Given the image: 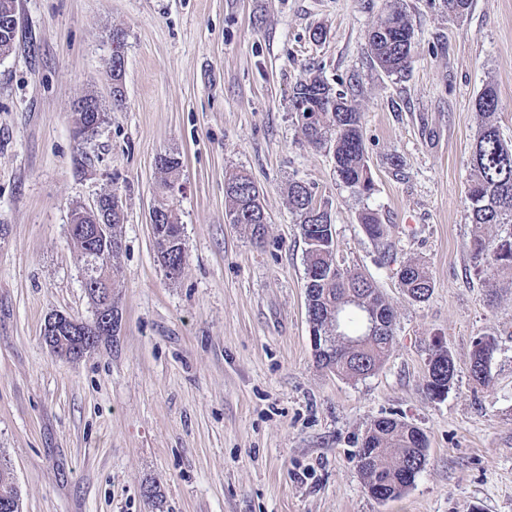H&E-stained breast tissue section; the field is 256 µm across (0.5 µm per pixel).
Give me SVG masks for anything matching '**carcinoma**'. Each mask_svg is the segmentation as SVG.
I'll use <instances>...</instances> for the list:
<instances>
[{"mask_svg":"<svg viewBox=\"0 0 512 512\" xmlns=\"http://www.w3.org/2000/svg\"><path fill=\"white\" fill-rule=\"evenodd\" d=\"M17 33V0H0V55L15 48ZM413 27L401 6L390 9L373 27L368 42L374 61L389 73L407 71L411 63ZM293 110L304 138L315 145L328 141L333 134L336 172L347 186L369 194L373 181L366 159L360 125V112L335 92L319 75L299 80L293 90ZM499 106L496 89L488 85L480 94L476 107L482 124L472 154L467 183L471 219L481 230L489 224H512V147L500 136L494 115ZM180 161L164 156L159 170L164 174L163 188L170 192L176 185ZM228 203L227 217L232 224H242L257 240L264 235L261 195L254 181L241 173L229 175L224 183ZM288 203L300 217V233L306 244V297L318 333L334 336H364L369 323H374L373 337L356 346L337 344L328 357H316L324 368L349 379L364 378L376 371L394 344V311L373 281L363 274L340 265L336 260V244L329 213L317 206L310 188L301 181L288 187ZM359 221L369 238L383 241L387 225L376 212L366 209ZM162 267L167 261L179 266L186 263L181 227L167 221L156 225L154 234ZM72 240L86 263L85 291L95 312L119 317L115 305L116 281L112 278L114 253L103 249L98 241ZM473 259L484 260L498 271L512 272V247L504 253L481 233L470 243ZM397 277L406 295L415 302L425 301L433 288L428 268L408 262L397 269ZM490 339L476 342L470 365L473 381L489 385L477 377L479 354ZM428 443L419 428L398 418L383 417L373 421L362 439L356 455L357 467L365 488L375 499L385 502L401 497L413 484L427 461ZM0 512H21L18 490L0 463Z\"/></svg>","mask_w":512,"mask_h":512,"instance_id":"1","label":"carcinoma"}]
</instances>
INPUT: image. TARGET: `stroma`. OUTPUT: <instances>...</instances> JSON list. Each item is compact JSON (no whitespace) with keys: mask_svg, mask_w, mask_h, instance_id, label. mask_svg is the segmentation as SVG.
I'll list each match as a JSON object with an SVG mask.
<instances>
[{"mask_svg":"<svg viewBox=\"0 0 512 512\" xmlns=\"http://www.w3.org/2000/svg\"><path fill=\"white\" fill-rule=\"evenodd\" d=\"M404 3L412 59L390 74L368 44L386 0H17L15 49L0 58V460L22 512H512V276L475 267L466 197L486 86L512 141V0H472L459 18L443 0ZM311 68L361 114L371 194L301 133L293 88ZM88 93L105 120L80 140L72 102ZM168 153L182 162L169 202L186 263L174 279L149 223ZM238 170L261 192L259 241L226 218L224 179ZM293 181L328 210L337 261L394 310V347L366 378L316 361ZM108 190L125 215L119 332L61 359L46 318H94L71 213ZM366 209L387 243L363 231ZM409 261L431 273L426 301L399 285ZM480 338L496 343L487 388L469 372ZM439 346L457 375L434 399ZM385 416L420 428L428 456L402 497L380 502L355 453ZM433 356L437 357L439 359H444V361L446 362V367L444 368V373H446V374H444V375H445L446 380H448V383L447 384L445 383L444 385L439 386L435 390L437 398H441L447 393V391L450 390V388L452 387V385L454 383V380L456 377V366H455L454 361L447 349H443L442 347H440V348H438V350H436L435 352H433L431 354V357H433ZM431 357L429 358V362H428L425 388H426V391L428 392V394L431 397L435 398V396L433 395V392H432V388H431V386L433 385V383L431 382V376L434 377V376L438 375V372H440V367L435 366V369H432V371H431V368H432L431 367ZM437 358H434L433 362L435 360H437ZM450 368H452V371H453L452 377L450 378L451 380H449V378H448V369H450Z\"/></svg>","mask_w":512,"mask_h":512,"instance_id":"1","label":"stroma"}]
</instances>
